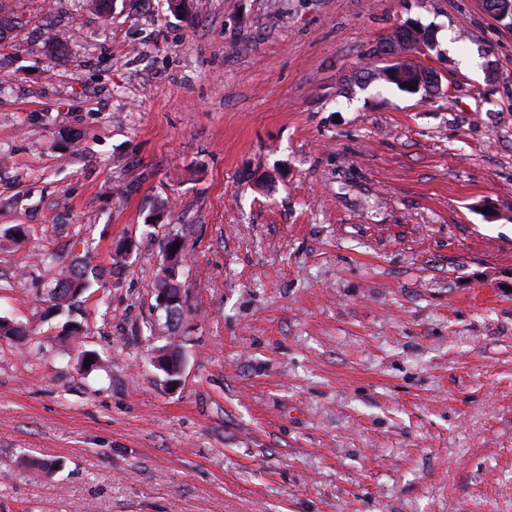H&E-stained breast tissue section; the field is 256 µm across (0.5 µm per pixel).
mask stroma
I'll return each mask as SVG.
<instances>
[{
	"label": "stroma",
	"mask_w": 512,
	"mask_h": 512,
	"mask_svg": "<svg viewBox=\"0 0 512 512\" xmlns=\"http://www.w3.org/2000/svg\"><path fill=\"white\" fill-rule=\"evenodd\" d=\"M18 11L0 317L39 348L0 338V512H512V32L480 0ZM404 23L442 94L359 75ZM49 252L103 272L75 340Z\"/></svg>",
	"instance_id": "35a3bbf8"
}]
</instances>
